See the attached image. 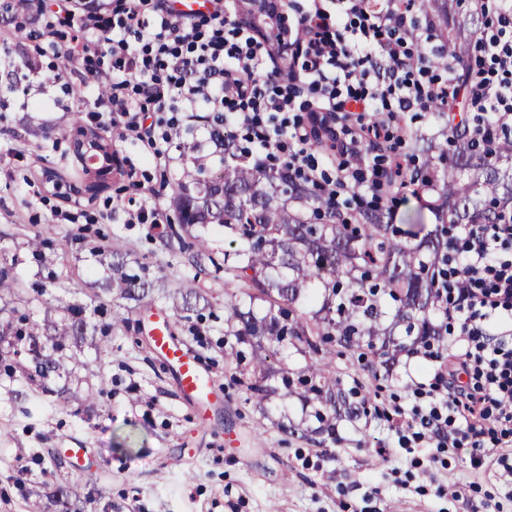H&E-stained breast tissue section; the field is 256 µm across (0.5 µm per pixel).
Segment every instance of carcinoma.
I'll list each match as a JSON object with an SVG mask.
<instances>
[{
    "mask_svg": "<svg viewBox=\"0 0 512 512\" xmlns=\"http://www.w3.org/2000/svg\"><path fill=\"white\" fill-rule=\"evenodd\" d=\"M230 119L221 118L212 130L219 150L229 146ZM444 129L417 134L414 147L425 156L418 181L424 187L442 190L439 209L452 224H500L512 220V140H499L488 133L486 148L467 138H457L455 160L442 167L447 156L442 142ZM207 143H182L191 164L183 167L172 187L178 225L169 226V238L181 244L188 265L199 274L211 260L206 240L184 241V230L194 224L224 227L236 235L233 254H224V273L249 283L251 298L269 304L259 317L253 310L230 305L225 320L226 336L241 342H267L264 353L255 357L262 368L279 353L288 340L309 353L303 398L316 402V416L326 430H334L336 414L350 415L353 390L341 387L334 376L335 349L360 351V356L382 359L389 350L404 346L394 343L397 327L405 335L422 340L434 335L433 319L443 312L432 280V269L448 242L425 232L420 217L410 219V234L418 240L412 247L389 236V225L379 208L360 207L355 222L345 220L336 207L320 202L309 185L289 177L284 170L268 176L241 161L235 165L220 159V166L207 163ZM152 282L132 271L125 257L112 262V286L122 299L136 300ZM19 282L10 267L0 268V293L18 296ZM317 307L312 314L299 313L294 305L301 297ZM30 299L11 308L20 326L0 324V337L10 336L18 344L38 346L41 356L32 359L30 380L47 379L73 358L71 339L85 335L87 307L69 305L60 321L51 320L45 308L43 322L20 312Z\"/></svg>",
    "mask_w": 512,
    "mask_h": 512,
    "instance_id": "carcinoma-1",
    "label": "carcinoma"
}]
</instances>
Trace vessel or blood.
Wrapping results in <instances>:
<instances>
[{"instance_id": "vessel-or-blood-1", "label": "vessel or blood", "mask_w": 512, "mask_h": 512, "mask_svg": "<svg viewBox=\"0 0 512 512\" xmlns=\"http://www.w3.org/2000/svg\"><path fill=\"white\" fill-rule=\"evenodd\" d=\"M170 327L169 318H154L149 330L153 347L175 369L181 393L197 410L206 411L215 396L213 380L201 367L196 355L172 340Z\"/></svg>"}]
</instances>
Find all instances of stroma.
<instances>
[{"instance_id": "stroma-1", "label": "stroma", "mask_w": 512, "mask_h": 512, "mask_svg": "<svg viewBox=\"0 0 512 512\" xmlns=\"http://www.w3.org/2000/svg\"><path fill=\"white\" fill-rule=\"evenodd\" d=\"M65 50L35 48L14 24L0 23V265H13L23 291L42 285L43 302L33 308L39 319L45 307L85 300L116 253L149 264L165 288L119 301L124 321L110 336L89 333L73 345L74 361L51 379L67 410L36 395L22 373L0 371V512H57L52 497L60 491L80 512H464L467 498L483 512H512V473L503 466L487 472L434 448L406 450L391 423L371 414L337 421L335 434L317 433L314 405L282 384L306 368L308 355L288 345L256 369L252 345L224 333L240 285L212 268L195 282L207 305L185 312L175 331L221 395L199 420L176 373L144 332L131 329L175 315L182 303L177 284L189 269L178 244H164L166 224H131L126 214L136 182L145 180L167 224L176 223L169 184L181 164L161 169L139 140L112 130L111 173L83 175L71 118L84 113V127L95 128L87 113L98 87L90 85L81 103L54 79ZM58 182L73 194L60 195ZM77 210L82 223L55 224V212ZM50 224L57 232L39 264L31 244ZM334 361L345 387L407 418L417 403L412 380L438 364L403 352L386 379L352 352ZM253 379L269 389L268 400L251 397L245 384ZM71 448L88 449L83 469L68 457Z\"/></svg>"}]
</instances>
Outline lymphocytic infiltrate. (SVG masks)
Here are the masks:
<instances>
[{
	"label": "lymphocytic infiltrate",
	"mask_w": 512,
	"mask_h": 512,
	"mask_svg": "<svg viewBox=\"0 0 512 512\" xmlns=\"http://www.w3.org/2000/svg\"><path fill=\"white\" fill-rule=\"evenodd\" d=\"M54 25L75 30L71 53L85 71L69 91L82 98L89 80L106 75L96 97L100 126L145 141L153 158L170 157L172 130L192 127L199 113L230 114L245 129L242 155L266 169L347 190L380 187V163L364 164L365 144L388 142L399 113L465 99L470 136L485 119L512 130V0H493L494 20L476 42L475 65L459 74L445 63L414 57L408 38L429 40L401 0H294L304 32L299 69L269 70L272 55L246 28L228 24L224 0H208L198 22L157 0H51ZM307 110V121L296 113ZM371 111L370 122L359 113ZM338 148L335 177H326L317 140ZM442 280L449 319L467 346L431 378L413 384L423 404L398 421L410 444L422 442L487 464L491 448L512 447V224H471L450 243Z\"/></svg>",
	"instance_id": "lymphocytic-infiltrate-1"
}]
</instances>
